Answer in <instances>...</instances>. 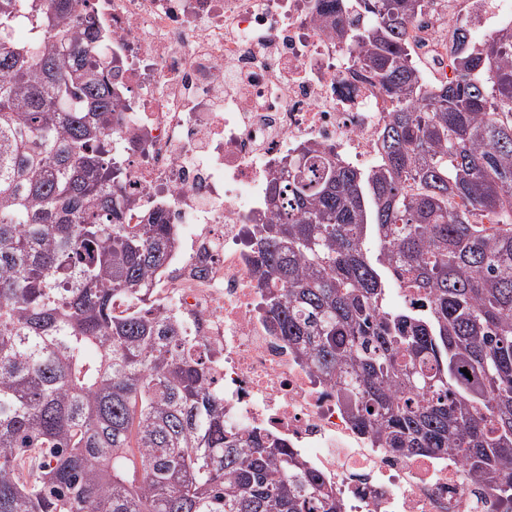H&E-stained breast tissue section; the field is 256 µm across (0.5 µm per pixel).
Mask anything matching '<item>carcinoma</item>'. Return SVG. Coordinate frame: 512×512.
Segmentation results:
<instances>
[{
    "instance_id": "1",
    "label": "carcinoma",
    "mask_w": 512,
    "mask_h": 512,
    "mask_svg": "<svg viewBox=\"0 0 512 512\" xmlns=\"http://www.w3.org/2000/svg\"><path fill=\"white\" fill-rule=\"evenodd\" d=\"M69 2L0 0V512H344L283 439L224 425L198 340L150 308L179 230L128 223L88 59L106 37ZM423 2L318 0L392 120L371 172L313 146L284 163L252 276L360 431L460 456L512 512V27L433 87L408 53ZM397 283L418 308L388 307Z\"/></svg>"
}]
</instances>
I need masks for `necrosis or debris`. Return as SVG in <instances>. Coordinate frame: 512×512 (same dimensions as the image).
<instances>
[{"mask_svg":"<svg viewBox=\"0 0 512 512\" xmlns=\"http://www.w3.org/2000/svg\"><path fill=\"white\" fill-rule=\"evenodd\" d=\"M108 35L135 214L188 227L156 284L224 390V423L288 440L346 512H502L453 454L394 453L355 428L336 387L268 329L251 269L268 186L303 147L367 171L391 119L380 88L324 30L314 0H78ZM512 24V0H431L410 43L424 81Z\"/></svg>","mask_w":512,"mask_h":512,"instance_id":"1","label":"necrosis or debris"}]
</instances>
